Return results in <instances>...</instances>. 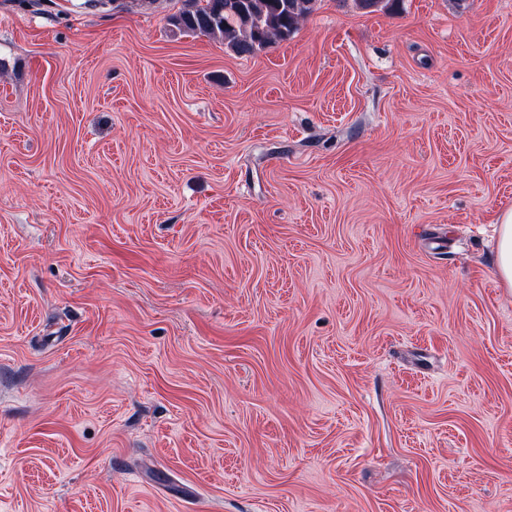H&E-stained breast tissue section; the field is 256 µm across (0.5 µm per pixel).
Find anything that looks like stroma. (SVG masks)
Wrapping results in <instances>:
<instances>
[{
	"mask_svg": "<svg viewBox=\"0 0 512 512\" xmlns=\"http://www.w3.org/2000/svg\"><path fill=\"white\" fill-rule=\"evenodd\" d=\"M0 0V512H512V0ZM320 0H184L168 18L179 33L221 36L241 55L288 39ZM498 224L497 271L510 288L512 287V210L500 212L496 218Z\"/></svg>",
	"mask_w": 512,
	"mask_h": 512,
	"instance_id": "35a3bbf8",
	"label": "stroma"
}]
</instances>
